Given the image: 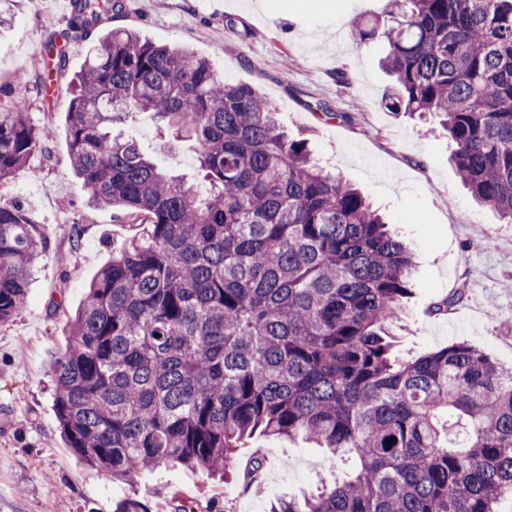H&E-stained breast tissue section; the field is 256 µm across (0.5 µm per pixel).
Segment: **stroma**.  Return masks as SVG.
Segmentation results:
<instances>
[{
	"instance_id": "1",
	"label": "stroma",
	"mask_w": 512,
	"mask_h": 512,
	"mask_svg": "<svg viewBox=\"0 0 512 512\" xmlns=\"http://www.w3.org/2000/svg\"><path fill=\"white\" fill-rule=\"evenodd\" d=\"M58 0H12L13 20L0 28V83L26 100L28 120L49 125V152H35L0 188V204L29 210L46 240L32 272L28 302L0 324V512H112L133 496L152 512L188 504L192 512H267L275 498L302 495L341 474L335 459L303 440L254 436L227 480L181 468L117 481L76 457L61 434L53 406L52 359L64 351L68 315L128 233L119 209L87 202L65 140V116L89 45L58 42L65 25ZM108 28H125L156 44L207 58L230 81L274 100L288 136L309 143L315 158L361 189L401 230L416 253L410 297L395 329L404 358L464 342L512 366V224L478 207L448 158L454 149L439 116L385 110L391 84L379 61L386 45L360 42L359 20L389 22L390 0H124ZM238 20L227 28L225 17ZM67 57L53 68L52 53ZM45 68L36 91L24 80L34 63ZM345 71L351 85L337 84ZM328 102L339 119L314 106ZM385 164L391 176L380 175ZM447 313L437 303L453 294ZM260 479L245 483L253 456Z\"/></svg>"
}]
</instances>
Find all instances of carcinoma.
<instances>
[{"label":"carcinoma","instance_id":"1","mask_svg":"<svg viewBox=\"0 0 512 512\" xmlns=\"http://www.w3.org/2000/svg\"><path fill=\"white\" fill-rule=\"evenodd\" d=\"M381 39L389 112H429L482 205L512 223V0H391ZM123 0H74L52 39L89 41L66 112L74 173L132 234L66 319L53 405L68 447L116 480L164 466L224 480L242 441L300 436L354 464L269 512H499L512 498V368L462 343L399 361L392 326L412 252L355 188L276 122L275 103L209 60L126 29ZM0 103V186L54 131ZM148 113L195 146L197 178L114 134ZM45 247L0 206V323L23 307Z\"/></svg>","mask_w":512,"mask_h":512}]
</instances>
